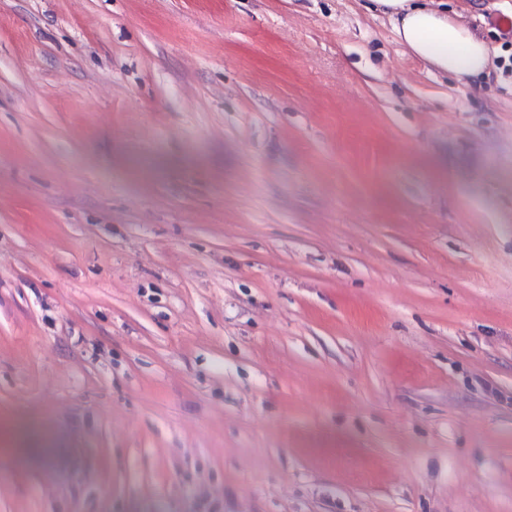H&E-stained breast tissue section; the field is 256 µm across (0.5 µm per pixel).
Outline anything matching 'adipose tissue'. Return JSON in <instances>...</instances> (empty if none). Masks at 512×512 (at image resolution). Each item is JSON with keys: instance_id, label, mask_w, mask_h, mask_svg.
I'll return each instance as SVG.
<instances>
[{"instance_id": "obj_1", "label": "adipose tissue", "mask_w": 512, "mask_h": 512, "mask_svg": "<svg viewBox=\"0 0 512 512\" xmlns=\"http://www.w3.org/2000/svg\"><path fill=\"white\" fill-rule=\"evenodd\" d=\"M395 23L402 44L417 58L459 79L484 72L489 52L472 29L450 17L437 0H374Z\"/></svg>"}]
</instances>
